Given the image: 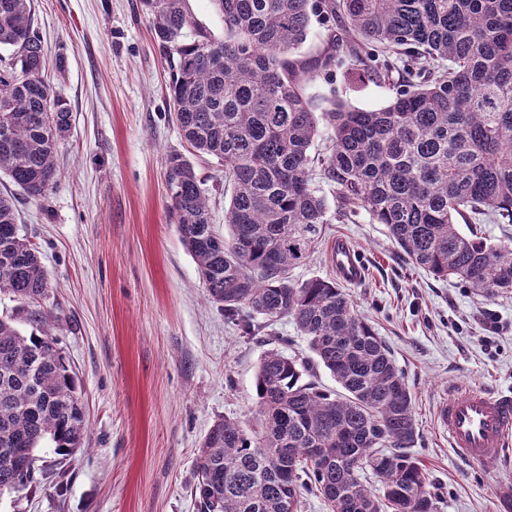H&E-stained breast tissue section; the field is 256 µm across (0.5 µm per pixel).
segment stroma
I'll return each instance as SVG.
<instances>
[{
    "label": "stroma",
    "mask_w": 512,
    "mask_h": 512,
    "mask_svg": "<svg viewBox=\"0 0 512 512\" xmlns=\"http://www.w3.org/2000/svg\"><path fill=\"white\" fill-rule=\"evenodd\" d=\"M34 28L56 95L72 112L60 142L59 183L40 201L18 196V229L38 250L50 285L41 307L72 367L87 442L61 485L0 495V512H197L194 462L224 417L257 427L254 382L271 349L309 356L284 319L270 336H242L202 288L173 223L167 154L188 153L171 119L166 63L140 0H33ZM349 58L319 74L320 108L387 105L388 89L350 84ZM345 238L365 276L349 286L405 375L421 459L438 512H500L512 465L471 466L448 446L439 407L459 387L512 391V295L489 299L414 266L385 225L329 224L293 279L333 278L329 245Z\"/></svg>",
    "instance_id": "35a3bbf8"
}]
</instances>
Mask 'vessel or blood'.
I'll list each match as a JSON object with an SVG mask.
<instances>
[{"label": "vessel or blood", "instance_id": "1", "mask_svg": "<svg viewBox=\"0 0 512 512\" xmlns=\"http://www.w3.org/2000/svg\"><path fill=\"white\" fill-rule=\"evenodd\" d=\"M331 251L337 278L346 284L359 283L365 269L353 245L339 238ZM438 419L448 431L450 448L461 460L478 465L512 453L510 393L461 388L440 406Z\"/></svg>", "mask_w": 512, "mask_h": 512}]
</instances>
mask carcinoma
<instances>
[{
	"mask_svg": "<svg viewBox=\"0 0 512 512\" xmlns=\"http://www.w3.org/2000/svg\"><path fill=\"white\" fill-rule=\"evenodd\" d=\"M188 2L141 6L190 153L224 165L229 235L214 227L205 179L176 151L165 160L174 223L224 320L254 337L289 317L313 354L262 356L261 431L224 418L207 432L195 465L199 512H299L310 489L329 512H437L410 452L412 395L389 347L336 282L288 273L324 225L365 215L433 275L488 298L512 294V244L477 228L512 224V0H210L221 39ZM314 14L339 27L299 61ZM2 49L0 174L40 201L57 186L54 155L72 112L53 93L31 0H0ZM342 57L360 64L355 80L394 90L386 106L316 111L307 83ZM323 121L333 147L321 156ZM16 220L14 200L0 195V293L35 305L48 274ZM28 313V334L0 317V495L38 482L23 454L35 463L47 445L65 459L85 444L70 364L43 313ZM316 367L341 392L307 380ZM366 469L381 492L361 481Z\"/></svg>",
	"mask_w": 512,
	"mask_h": 512,
	"instance_id": "carcinoma-1",
	"label": "carcinoma"
}]
</instances>
